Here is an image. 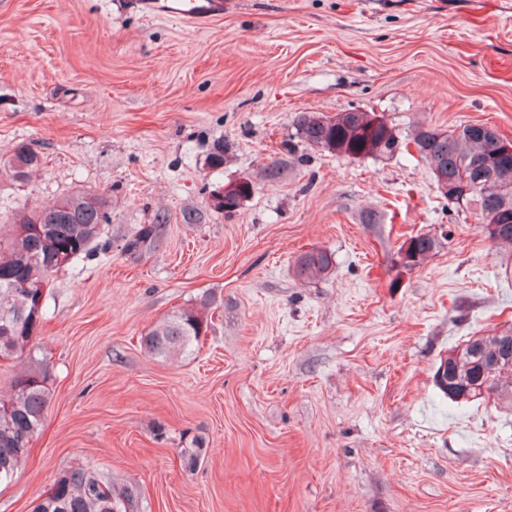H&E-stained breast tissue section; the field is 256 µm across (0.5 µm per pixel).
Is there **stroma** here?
Wrapping results in <instances>:
<instances>
[{
	"label": "stroma",
	"mask_w": 512,
	"mask_h": 512,
	"mask_svg": "<svg viewBox=\"0 0 512 512\" xmlns=\"http://www.w3.org/2000/svg\"><path fill=\"white\" fill-rule=\"evenodd\" d=\"M349 109L512 141V0H224L205 29L134 0H0V222L78 190L112 202L111 250L50 281L31 348L51 399L0 512L77 467L138 485L140 512H512V411L434 381L512 328V247L419 157L290 144L299 113ZM21 142L42 158L23 181ZM242 178L251 196L215 209ZM160 213V245L123 255ZM410 233L439 245L406 269ZM311 250L334 266L308 283ZM187 307L198 352L148 354L141 333ZM333 265L332 254L325 251H309L295 261V274L303 281H312L324 277ZM474 340V342H478V341H481V342H484L487 347L496 343L498 338H497V335L495 334H489L487 336H478V337H471L469 340L465 341V343L457 346L456 348L452 349L450 352H454L455 350L457 349H461L459 355H460V358H459V361L458 363L456 364V368L459 370V378H460V381H461V385L460 383L457 384V387L456 388H451L452 386H448V385H443L441 384L439 380H446V377H448V369L450 370V372L452 373L453 372V367H454V358L456 357V353H448V362L445 360L443 361L442 363V360H443V357L440 358V363L435 371L436 373V378H435V383L437 385V387L439 388V390L445 395L447 396L449 399H451L452 401H455V402H462V401H465V402H468V401H471V400H476V399H480V398H476V399H473V398H470L467 396V393H465V387H464V384L465 383H470V381H477L481 378V374H482V365L480 364V358L477 357L476 355V349L473 347H471V343L472 341ZM442 364V366H441ZM441 366V368H440ZM439 368H440V371H439ZM438 371H439V374H438ZM437 375H438V379H437Z\"/></svg>",
	"instance_id": "1"
}]
</instances>
